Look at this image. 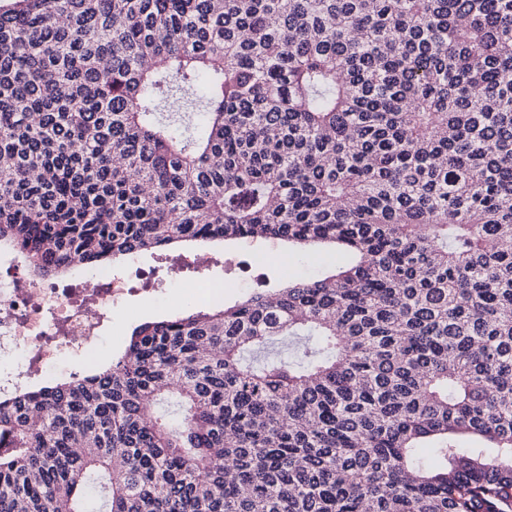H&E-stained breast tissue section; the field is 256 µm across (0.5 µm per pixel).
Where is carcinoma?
Returning <instances> with one entry per match:
<instances>
[{"label": "carcinoma", "mask_w": 512, "mask_h": 512, "mask_svg": "<svg viewBox=\"0 0 512 512\" xmlns=\"http://www.w3.org/2000/svg\"><path fill=\"white\" fill-rule=\"evenodd\" d=\"M267 239L336 272L0 396V512H512V0L0 9L29 281Z\"/></svg>", "instance_id": "cac0c4a2"}]
</instances>
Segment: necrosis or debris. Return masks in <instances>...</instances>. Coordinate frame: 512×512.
<instances>
[{
    "instance_id": "4bbe7bcc",
    "label": "necrosis or debris",
    "mask_w": 512,
    "mask_h": 512,
    "mask_svg": "<svg viewBox=\"0 0 512 512\" xmlns=\"http://www.w3.org/2000/svg\"><path fill=\"white\" fill-rule=\"evenodd\" d=\"M143 276L136 266L119 275L103 268L94 287L62 290L48 281L22 290L0 281V359L16 362L12 372L0 374V390L11 391L32 374L49 372L51 361L88 354L108 311Z\"/></svg>"
}]
</instances>
